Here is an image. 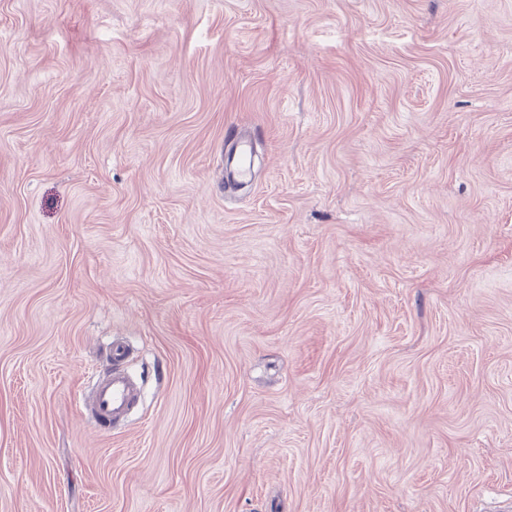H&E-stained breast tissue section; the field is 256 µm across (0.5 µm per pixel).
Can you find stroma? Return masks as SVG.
Here are the masks:
<instances>
[{"label":"stroma","instance_id":"obj_1","mask_svg":"<svg viewBox=\"0 0 512 512\" xmlns=\"http://www.w3.org/2000/svg\"><path fill=\"white\" fill-rule=\"evenodd\" d=\"M511 504L512 0H0V512ZM111 355L114 369L105 375H98L91 408L93 422L101 430H111L113 424L126 416L136 398L131 378L117 371L126 355L125 346L114 344Z\"/></svg>","mask_w":512,"mask_h":512}]
</instances>
